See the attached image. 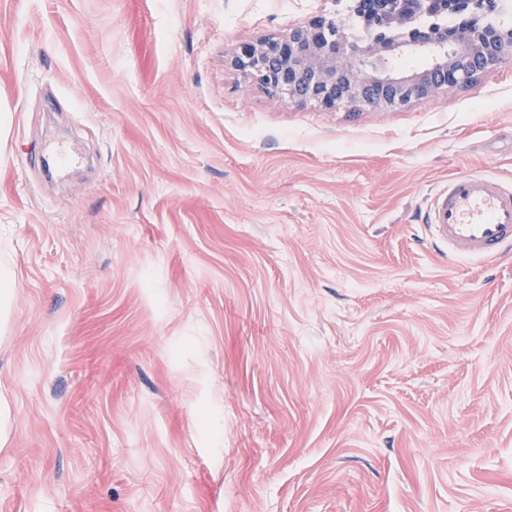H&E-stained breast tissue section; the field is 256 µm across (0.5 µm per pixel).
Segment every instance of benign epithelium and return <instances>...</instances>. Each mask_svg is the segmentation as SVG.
Segmentation results:
<instances>
[{
    "instance_id": "obj_1",
    "label": "benign epithelium",
    "mask_w": 512,
    "mask_h": 512,
    "mask_svg": "<svg viewBox=\"0 0 512 512\" xmlns=\"http://www.w3.org/2000/svg\"><path fill=\"white\" fill-rule=\"evenodd\" d=\"M354 12L378 33L351 40L345 23L316 17L279 34L239 45L231 67L252 84L295 104L376 109L404 107L436 96L450 85L466 86L512 57V27L483 24L448 35V28L415 26L419 18L448 9V0H354ZM406 52L430 58L408 74L391 70L390 57ZM456 81L448 83V73Z\"/></svg>"
}]
</instances>
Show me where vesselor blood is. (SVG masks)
<instances>
[{
	"label": "vessel or blood",
	"instance_id": "b4317fda",
	"mask_svg": "<svg viewBox=\"0 0 512 512\" xmlns=\"http://www.w3.org/2000/svg\"><path fill=\"white\" fill-rule=\"evenodd\" d=\"M426 226L453 259L489 260L512 251V182L485 172L450 178L436 192Z\"/></svg>",
	"mask_w": 512,
	"mask_h": 512
}]
</instances>
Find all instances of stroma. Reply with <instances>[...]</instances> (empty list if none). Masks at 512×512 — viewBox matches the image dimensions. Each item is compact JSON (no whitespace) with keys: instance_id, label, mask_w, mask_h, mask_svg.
<instances>
[{"instance_id":"1","label":"stroma","mask_w":512,"mask_h":512,"mask_svg":"<svg viewBox=\"0 0 512 512\" xmlns=\"http://www.w3.org/2000/svg\"><path fill=\"white\" fill-rule=\"evenodd\" d=\"M349 5L0 0V512H512V253L425 228L512 178V59L392 111L230 67Z\"/></svg>"}]
</instances>
